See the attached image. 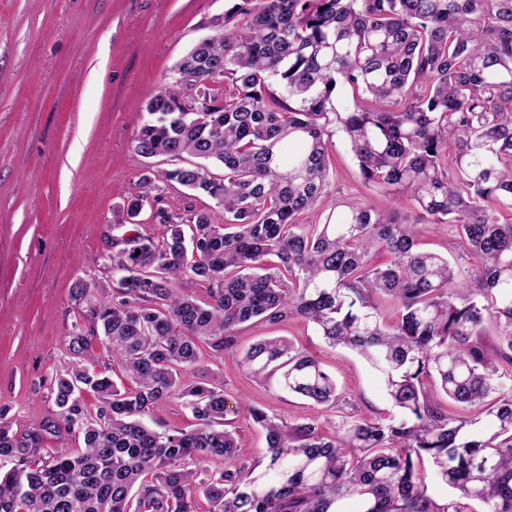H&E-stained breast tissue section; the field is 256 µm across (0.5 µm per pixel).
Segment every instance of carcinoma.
<instances>
[{
    "label": "carcinoma",
    "mask_w": 512,
    "mask_h": 512,
    "mask_svg": "<svg viewBox=\"0 0 512 512\" xmlns=\"http://www.w3.org/2000/svg\"><path fill=\"white\" fill-rule=\"evenodd\" d=\"M226 2L223 31L143 108L135 152L175 167L116 209L130 229L112 237V300L79 286L90 306L70 351L103 341L134 387H118L111 364L81 360L55 375L56 416L25 431L1 422L12 467L0 473V512H198L202 497L208 512H344L349 498L360 512H512V0ZM338 132L365 185L455 227L448 251L463 247L466 275L421 250L416 225L394 211L346 200L323 224L299 223L325 197ZM174 184L177 209L164 196ZM200 195L214 207H197ZM146 207L167 229L158 242L138 229ZM381 297L397 305L391 324ZM293 316L363 355L400 418L346 412L330 433L245 401L266 441L250 461L226 429L223 387L203 381L198 343L343 410L336 381L288 339L238 353L245 324ZM488 321L496 350L482 343ZM427 379L464 413L434 400ZM170 398L196 428L140 422ZM66 435L84 449L37 457ZM426 460L455 497L428 496ZM216 461L228 466L212 472Z\"/></svg>",
    "instance_id": "cac0c4a2"
}]
</instances>
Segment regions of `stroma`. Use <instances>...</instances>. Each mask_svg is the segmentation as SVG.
Listing matches in <instances>:
<instances>
[{"label": "stroma", "instance_id": "stroma-1", "mask_svg": "<svg viewBox=\"0 0 512 512\" xmlns=\"http://www.w3.org/2000/svg\"><path fill=\"white\" fill-rule=\"evenodd\" d=\"M224 9L225 0H0V418L13 429L55 414V373L72 360L68 334L87 310L76 289L111 287L116 207L140 192L143 176L171 166L135 152L142 109L177 61L217 32ZM330 163L325 203L301 223H324L327 206L357 198L398 211L417 225L423 249L446 254L451 226L363 185L343 135L332 138ZM269 336L318 357L359 414L396 416L381 374L356 352L330 347L303 319L245 326L237 347ZM200 365L224 389L242 456H260L266 443L236 411L239 398L287 420L336 418L275 383L255 382L205 345Z\"/></svg>", "mask_w": 512, "mask_h": 512}]
</instances>
